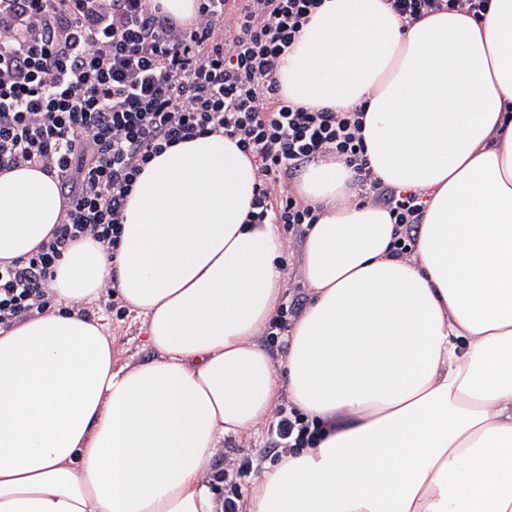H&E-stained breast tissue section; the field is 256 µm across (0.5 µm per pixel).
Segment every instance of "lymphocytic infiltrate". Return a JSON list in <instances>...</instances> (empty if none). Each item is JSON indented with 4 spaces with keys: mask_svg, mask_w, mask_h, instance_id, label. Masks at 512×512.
Returning <instances> with one entry per match:
<instances>
[{
    "mask_svg": "<svg viewBox=\"0 0 512 512\" xmlns=\"http://www.w3.org/2000/svg\"><path fill=\"white\" fill-rule=\"evenodd\" d=\"M177 20L159 0H0V171L39 167L66 198L35 253L0 262V327L49 312L54 268L90 238L115 258L127 201L144 166L168 147L221 133L257 167L250 224L286 235L316 223L315 207L280 185L283 171L336 156L395 223H420L422 194L375 177L363 111L308 109L282 98L278 60L323 0H198ZM490 0H387L400 17L461 10L482 18ZM276 448L318 434L288 401L268 425Z\"/></svg>",
    "mask_w": 512,
    "mask_h": 512,
    "instance_id": "f902f5d3",
    "label": "lymphocytic infiltrate"
}]
</instances>
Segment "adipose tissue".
I'll list each match as a JSON object with an SVG mask.
<instances>
[{"label": "adipose tissue", "mask_w": 512, "mask_h": 512, "mask_svg": "<svg viewBox=\"0 0 512 512\" xmlns=\"http://www.w3.org/2000/svg\"><path fill=\"white\" fill-rule=\"evenodd\" d=\"M277 79L301 106L363 108L374 175L427 202L412 252L343 162L305 165L308 300L271 356L285 239L246 221L254 163L220 133L166 149L115 260L74 245L53 310L0 330V512H221L213 459L284 399L319 435L263 465L240 512H512V0L413 23L325 0ZM61 212L55 176L0 171V260ZM112 279L148 361L113 356Z\"/></svg>", "instance_id": "adipose-tissue-1"}]
</instances>
